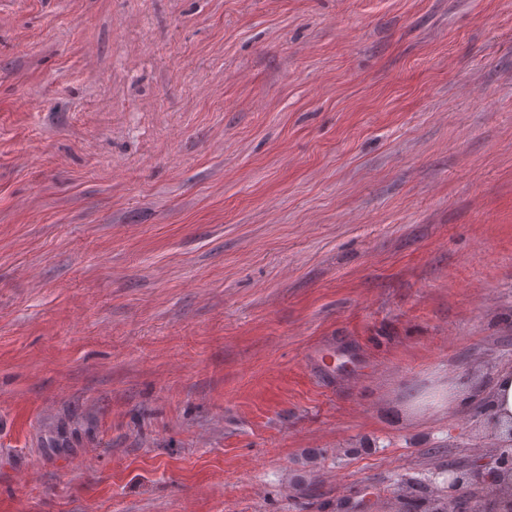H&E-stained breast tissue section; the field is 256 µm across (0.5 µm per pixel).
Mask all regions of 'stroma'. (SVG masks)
I'll return each mask as SVG.
<instances>
[{
	"mask_svg": "<svg viewBox=\"0 0 512 512\" xmlns=\"http://www.w3.org/2000/svg\"><path fill=\"white\" fill-rule=\"evenodd\" d=\"M505 367L512 0H0V512H430Z\"/></svg>",
	"mask_w": 512,
	"mask_h": 512,
	"instance_id": "stroma-1",
	"label": "stroma"
}]
</instances>
